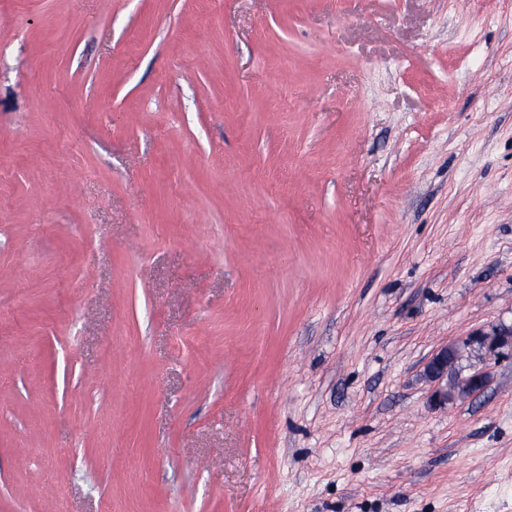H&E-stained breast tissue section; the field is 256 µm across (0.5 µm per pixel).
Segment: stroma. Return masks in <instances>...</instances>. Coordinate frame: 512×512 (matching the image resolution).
I'll list each match as a JSON object with an SVG mask.
<instances>
[{
  "instance_id": "stroma-1",
  "label": "stroma",
  "mask_w": 512,
  "mask_h": 512,
  "mask_svg": "<svg viewBox=\"0 0 512 512\" xmlns=\"http://www.w3.org/2000/svg\"><path fill=\"white\" fill-rule=\"evenodd\" d=\"M501 325L512 0H0V512H512ZM486 385L484 374L476 373L468 377L458 379L454 386L442 394L443 399H450L457 395L474 394L481 391Z\"/></svg>"
}]
</instances>
